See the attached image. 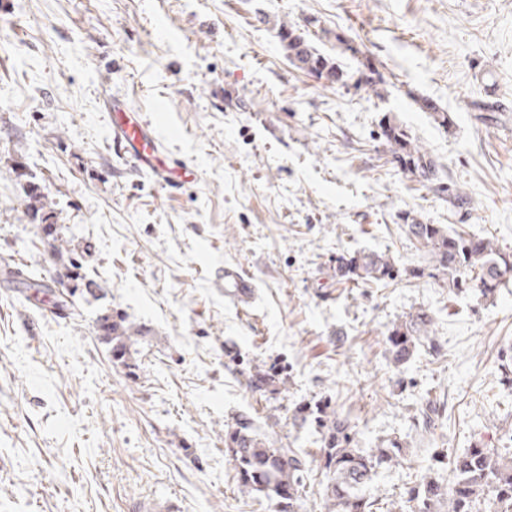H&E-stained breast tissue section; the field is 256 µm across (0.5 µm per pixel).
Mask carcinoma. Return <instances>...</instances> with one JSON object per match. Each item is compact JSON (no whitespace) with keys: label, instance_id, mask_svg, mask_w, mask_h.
Segmentation results:
<instances>
[{"label":"carcinoma","instance_id":"carcinoma-1","mask_svg":"<svg viewBox=\"0 0 512 512\" xmlns=\"http://www.w3.org/2000/svg\"><path fill=\"white\" fill-rule=\"evenodd\" d=\"M281 42L299 69L315 74L329 87L346 83L344 67L322 54L307 34L290 26ZM381 123L382 136L393 160L400 163L401 172L424 186L437 181L436 164L422 144L396 119L385 117ZM405 222L418 250L442 274L450 292L472 289L487 297L512 275V253L487 238L450 233L439 224H424L413 217L405 218ZM395 272L394 259L386 254L360 252L336 259V277L358 286L384 282ZM434 322L433 313L420 308L393 326L387 342L394 367L408 363L421 345L436 348ZM104 329L112 341V352L124 357L132 346L131 337L118 323L107 321ZM283 384L277 373L263 369L256 368L249 376L250 387L262 394L277 392ZM444 412L441 400L426 398L414 418L415 429L432 433ZM315 420L323 429L316 458L301 448L266 444L248 416L239 417L224 431L225 455L238 485L248 494L266 499L272 512H301L307 498V480L315 465L326 479L323 498L327 512H401L405 504L409 512H486L489 503L494 512H512V457L497 448L475 443L449 462L438 459V463L449 466L451 480L446 482L428 473L405 488L402 505L384 508L367 489L378 470L400 463L403 444L390 439L367 452L357 446L349 420L337 411H324Z\"/></svg>","mask_w":512,"mask_h":512}]
</instances>
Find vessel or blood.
I'll list each match as a JSON object with an SVG mask.
<instances>
[{
	"mask_svg": "<svg viewBox=\"0 0 512 512\" xmlns=\"http://www.w3.org/2000/svg\"><path fill=\"white\" fill-rule=\"evenodd\" d=\"M106 110L110 114L114 152L129 159L139 170L150 173L161 185L178 187L175 168L164 143L139 112L116 98L107 100ZM224 293L246 303L253 296V284L238 269L228 267L224 270Z\"/></svg>",
	"mask_w": 512,
	"mask_h": 512,
	"instance_id": "1",
	"label": "vessel or blood"
}]
</instances>
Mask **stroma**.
I'll return each mask as SVG.
<instances>
[{"mask_svg": "<svg viewBox=\"0 0 512 512\" xmlns=\"http://www.w3.org/2000/svg\"><path fill=\"white\" fill-rule=\"evenodd\" d=\"M289 25L316 34L345 85L290 63ZM109 95L186 163L180 189L113 152ZM386 115L425 146L434 185L393 161ZM35 190L52 205L30 209ZM406 213L512 250V0H0V512H136L149 498L270 512L240 491L224 431L248 415L268 444L317 453L318 425L288 423L302 401L347 416L361 448L403 443L370 487L385 503L435 454L478 440L512 453L497 364L512 277L490 298L411 277L427 262ZM60 238L77 268L57 261ZM363 251L400 275L336 280L337 256ZM228 267L254 282L249 303L225 295ZM421 308L438 347L393 367L388 333ZM108 316L134 340L128 364L102 338ZM256 366L279 370V393L252 391ZM429 395L446 411L422 437Z\"/></svg>", "mask_w": 512, "mask_h": 512, "instance_id": "35a3bbf8", "label": "stroma"}]
</instances>
